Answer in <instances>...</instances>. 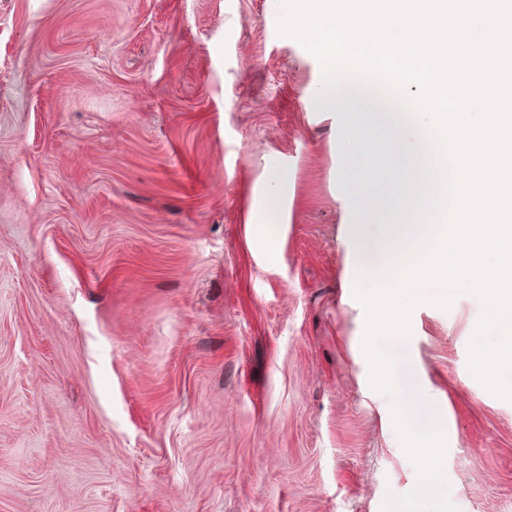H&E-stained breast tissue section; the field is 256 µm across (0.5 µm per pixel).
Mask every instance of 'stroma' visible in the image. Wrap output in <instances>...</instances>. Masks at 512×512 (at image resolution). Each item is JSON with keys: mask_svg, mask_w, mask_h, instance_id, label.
Here are the masks:
<instances>
[{"mask_svg": "<svg viewBox=\"0 0 512 512\" xmlns=\"http://www.w3.org/2000/svg\"><path fill=\"white\" fill-rule=\"evenodd\" d=\"M284 13L0 0V512H382L417 486L355 296L396 150L345 158L363 120L317 110ZM420 294L404 361L447 422L449 500L512 512V400L469 370L481 303Z\"/></svg>", "mask_w": 512, "mask_h": 512, "instance_id": "stroma-1", "label": "stroma"}]
</instances>
